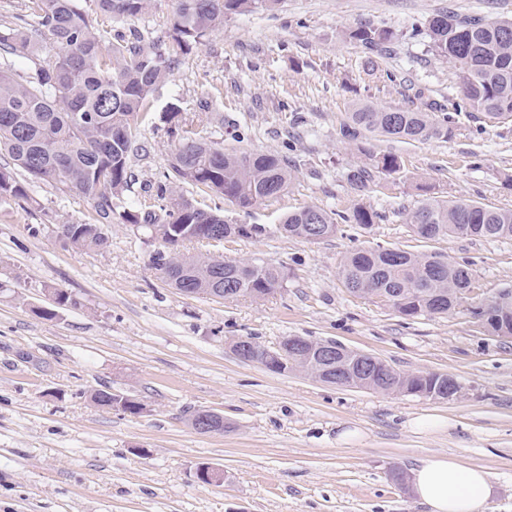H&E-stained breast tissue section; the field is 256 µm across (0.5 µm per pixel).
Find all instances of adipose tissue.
<instances>
[{"label": "adipose tissue", "mask_w": 512, "mask_h": 512, "mask_svg": "<svg viewBox=\"0 0 512 512\" xmlns=\"http://www.w3.org/2000/svg\"><path fill=\"white\" fill-rule=\"evenodd\" d=\"M413 495L428 512H484L491 495L487 472L443 455L423 459L412 471Z\"/></svg>", "instance_id": "ef3b65f1"}]
</instances>
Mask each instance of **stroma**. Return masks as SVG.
<instances>
[{"mask_svg":"<svg viewBox=\"0 0 512 512\" xmlns=\"http://www.w3.org/2000/svg\"><path fill=\"white\" fill-rule=\"evenodd\" d=\"M448 12L511 19L512 0H282L226 19L156 90L129 201L168 167L174 141L161 115L172 105L225 150L288 157L295 178L281 197L246 212L222 205L228 223L264 234L216 248L284 266L280 293L185 296L154 269V244L123 224L105 250L63 246L59 225L87 220L92 207L45 182L31 201L0 206V512H426L393 472L433 454L487 470L488 512H512V339L469 313L512 289V240H422L400 217L428 194L512 208V120L463 112L452 138L422 142L370 135L358 146L340 132L359 101L444 112L459 100V72L426 36L427 20ZM361 24L398 38L366 53L344 37ZM369 151L396 155L401 168L354 189L346 174ZM360 204L384 221L343 223L318 242L278 228L305 206L342 214ZM377 245L468 261L473 287L448 314L405 318L342 283L344 256ZM56 288L77 307L38 315ZM239 336L268 347L333 340L400 372L450 374L463 392L442 401L273 373L231 352ZM104 387L144 412L95 405L90 395ZM195 408L221 411L227 428L196 431ZM425 415L446 424L413 428ZM346 428L357 440L338 442ZM200 462L223 468V484L195 482Z\"/></svg>","mask_w":512,"mask_h":512,"instance_id":"obj_1","label":"stroma"}]
</instances>
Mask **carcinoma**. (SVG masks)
I'll return each instance as SVG.
<instances>
[{"label": "carcinoma", "instance_id": "1", "mask_svg": "<svg viewBox=\"0 0 512 512\" xmlns=\"http://www.w3.org/2000/svg\"><path fill=\"white\" fill-rule=\"evenodd\" d=\"M92 18L78 0H24L37 22L22 20L0 28V201L30 199V185L48 182L65 193L90 201L92 215L79 224L59 227L67 247L99 251L109 246L114 224H165L172 233L207 232L227 225L219 207H202L185 198L176 184L186 183L208 196L248 210L282 195L295 176L284 157L274 153L226 152L224 145L197 135L192 122L180 127L164 178L142 188L157 203L137 206L127 201L134 184L131 159L138 151L139 120L157 88L168 80L179 55L224 29L232 15L256 9L273 10L280 0H175L171 42L149 38L137 29L111 33L98 18L113 21L137 18L155 0H94ZM429 48L462 74V96L452 111L436 114L380 108L367 102L353 105L341 128L343 139L358 142L365 134L408 141L448 139L455 134L454 113L466 109L471 117H512V20L479 16L436 15L428 20ZM346 37L374 52L393 42L388 28L360 25ZM30 60L34 68L18 76L12 60ZM370 163L346 174L349 184L365 188L378 174L400 169L393 154L365 151ZM319 223L368 227L384 219L359 205L341 218L306 206L284 215L281 233L307 239L308 216ZM404 223L425 240L458 236L475 225L484 239H512V209L480 205L468 199L427 198L401 212ZM152 265L171 286L220 288L227 298L268 295L286 288L288 273L269 263L205 262L199 256L169 261L167 249L152 255ZM340 275L352 293L370 288L391 296L394 309L407 318L446 314L472 288L470 263L450 261L438 254L389 248L360 250L347 255ZM104 408L124 405L137 414L139 402L130 396L99 389L91 395Z\"/></svg>", "mask_w": 512, "mask_h": 512}]
</instances>
